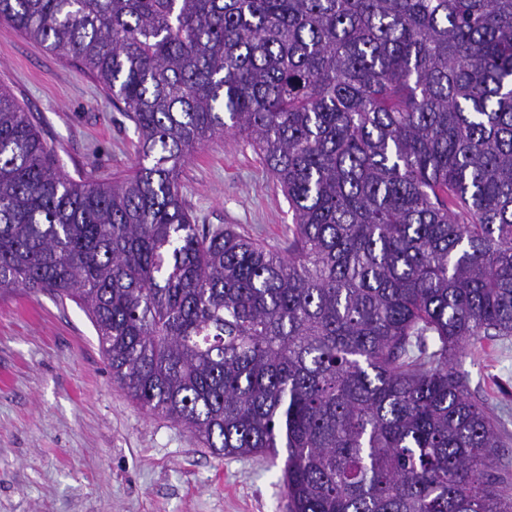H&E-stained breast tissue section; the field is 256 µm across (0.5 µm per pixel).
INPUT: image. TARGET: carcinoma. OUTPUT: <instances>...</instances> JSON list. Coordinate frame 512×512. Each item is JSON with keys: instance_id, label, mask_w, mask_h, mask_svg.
<instances>
[{"instance_id": "cac0c4a2", "label": "carcinoma", "mask_w": 512, "mask_h": 512, "mask_svg": "<svg viewBox=\"0 0 512 512\" xmlns=\"http://www.w3.org/2000/svg\"><path fill=\"white\" fill-rule=\"evenodd\" d=\"M138 133L57 168L0 87V293L52 292L113 382L218 458L279 455L288 512H512L456 369L512 337V0H0ZM247 139L288 249L203 231L193 152Z\"/></svg>"}]
</instances>
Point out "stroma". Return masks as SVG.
I'll use <instances>...</instances> for the list:
<instances>
[{
  "label": "stroma",
  "mask_w": 512,
  "mask_h": 512,
  "mask_svg": "<svg viewBox=\"0 0 512 512\" xmlns=\"http://www.w3.org/2000/svg\"><path fill=\"white\" fill-rule=\"evenodd\" d=\"M0 86L33 114L68 177L115 180L133 166V123L79 63L1 22ZM180 180L197 224L241 225L283 247L292 212L240 137L197 150ZM459 370L512 433V339L465 348ZM282 468L265 455L215 457L140 409L75 302L0 295V512H288Z\"/></svg>",
  "instance_id": "1"
}]
</instances>
